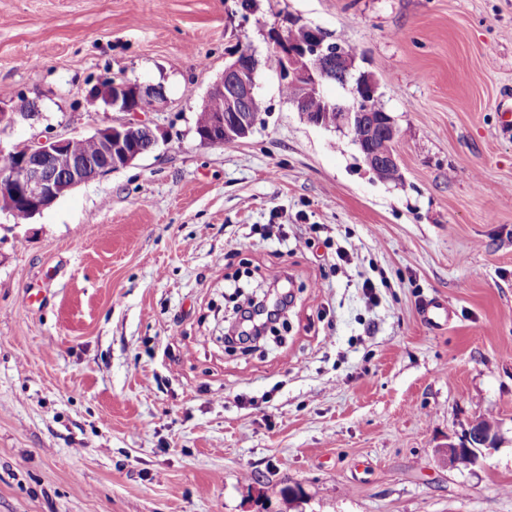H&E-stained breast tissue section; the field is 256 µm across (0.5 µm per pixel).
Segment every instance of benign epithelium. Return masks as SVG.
I'll return each instance as SVG.
<instances>
[{"label": "benign epithelium", "instance_id": "obj_1", "mask_svg": "<svg viewBox=\"0 0 512 512\" xmlns=\"http://www.w3.org/2000/svg\"><path fill=\"white\" fill-rule=\"evenodd\" d=\"M281 42L288 77L304 90V94L294 100L295 108L303 113L309 123L325 127L323 122L306 112L305 92L321 87L325 80L348 81L353 76L352 53L342 46L325 52L321 42L304 46L292 44L284 37ZM257 66L258 57L255 53L243 48L225 66L224 76L214 84L210 94L224 96L227 103L226 113L206 115L197 130L201 143L214 144L217 133L241 139L252 131L253 124L250 123L247 113L254 111L259 104L257 83L254 79ZM356 90L353 104L334 105V130L346 133L354 125L362 124L381 136L396 138V128L392 120L377 121L372 113L361 108L365 100L376 95V82L370 76L361 74L357 77ZM88 98L93 102L100 101L117 112L130 114L141 113L139 102L142 99L153 100L155 109L165 102L162 90L154 85L137 81L116 82L110 78L94 84L88 91ZM130 128L140 129L143 138L136 142L128 137L127 130ZM90 139L97 144L96 157H74L64 169L55 165V159L71 153V137H48L33 143H19L8 151L0 148V156L9 161L8 169L0 173V212L10 218L19 212L34 217L73 188L131 164L153 150L159 142L157 129L142 120L124 121L98 128L90 135ZM358 149L371 170L383 171L389 181L401 176L396 156L378 154L369 141L358 144ZM494 440V428L474 425L469 430L466 442L448 444L444 460L457 468L461 457L476 460L477 447L490 446Z\"/></svg>", "mask_w": 512, "mask_h": 512}]
</instances>
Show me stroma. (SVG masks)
<instances>
[{
	"instance_id": "1",
	"label": "stroma",
	"mask_w": 512,
	"mask_h": 512,
	"mask_svg": "<svg viewBox=\"0 0 512 512\" xmlns=\"http://www.w3.org/2000/svg\"><path fill=\"white\" fill-rule=\"evenodd\" d=\"M295 23L376 82L400 182L270 71L264 125L200 142L231 54ZM105 76L162 88L158 146L0 214V512H512V0H0V109L38 112L0 147L126 120L87 97ZM243 271L290 294L252 353L222 339ZM495 440L494 427L486 428L474 425L468 433L466 442L461 444H448V449L444 453V460L452 467L459 468V462L462 456L468 457L472 464L476 460L477 446H490Z\"/></svg>"
}]
</instances>
